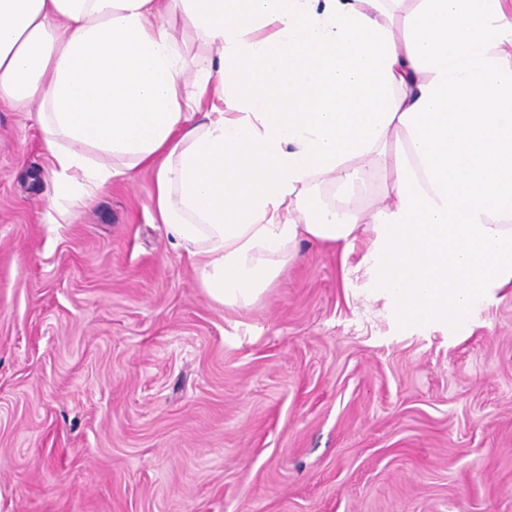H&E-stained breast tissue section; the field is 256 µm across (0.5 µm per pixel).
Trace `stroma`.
Here are the masks:
<instances>
[{"mask_svg": "<svg viewBox=\"0 0 512 512\" xmlns=\"http://www.w3.org/2000/svg\"><path fill=\"white\" fill-rule=\"evenodd\" d=\"M355 164L303 202L370 215L385 173ZM49 167L34 113L0 104V512H512V288L413 328L304 240L226 307L151 172L50 224Z\"/></svg>", "mask_w": 512, "mask_h": 512, "instance_id": "1", "label": "stroma"}]
</instances>
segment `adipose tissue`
<instances>
[{
    "mask_svg": "<svg viewBox=\"0 0 512 512\" xmlns=\"http://www.w3.org/2000/svg\"><path fill=\"white\" fill-rule=\"evenodd\" d=\"M0 0V103L36 108L51 213L147 169L153 207L216 303L275 285L308 239L352 248L405 319L462 321L512 288V23L502 0ZM215 51L186 84L171 32ZM274 27L273 38L261 37ZM209 104V112L196 109ZM404 132L406 149L388 150ZM392 156L370 216L294 207L315 174Z\"/></svg>",
    "mask_w": 512,
    "mask_h": 512,
    "instance_id": "adipose-tissue-1",
    "label": "adipose tissue"
}]
</instances>
